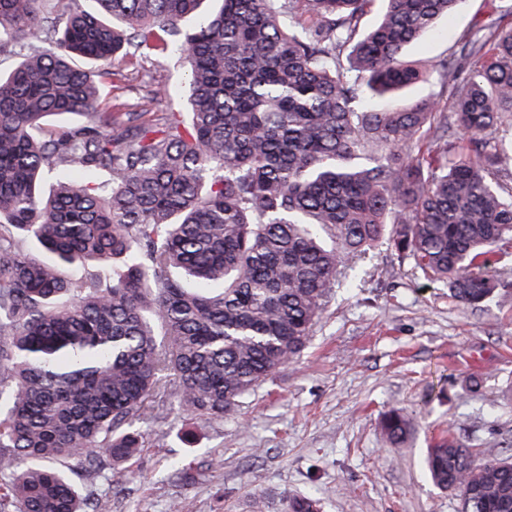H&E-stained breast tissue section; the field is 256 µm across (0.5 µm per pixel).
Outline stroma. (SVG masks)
<instances>
[{
	"label": "stroma",
	"mask_w": 512,
	"mask_h": 512,
	"mask_svg": "<svg viewBox=\"0 0 512 512\" xmlns=\"http://www.w3.org/2000/svg\"><path fill=\"white\" fill-rule=\"evenodd\" d=\"M512 26V0H464L411 60L437 61L462 35ZM103 93L107 112L180 109L187 67L150 53L123 61ZM176 90L173 99L159 95ZM403 409L414 430L388 446L383 415ZM145 444L132 467L93 481L104 512H284L285 498L314 494L323 512H460L423 465L436 436L454 431L475 458L512 460V296L470 309L442 282H427L376 248L337 288L297 362L271 375L221 421L175 410L138 422ZM198 473L185 484L167 465Z\"/></svg>",
	"instance_id": "1"
}]
</instances>
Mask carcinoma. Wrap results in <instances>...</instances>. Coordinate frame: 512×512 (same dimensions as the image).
I'll use <instances>...</instances> for the list:
<instances>
[{
	"instance_id": "1",
	"label": "carcinoma",
	"mask_w": 512,
	"mask_h": 512,
	"mask_svg": "<svg viewBox=\"0 0 512 512\" xmlns=\"http://www.w3.org/2000/svg\"><path fill=\"white\" fill-rule=\"evenodd\" d=\"M42 2L0 0V55L17 56L0 71V512H98L69 471L127 463L134 421L168 400L234 413L377 246L464 307L504 292L512 28L462 36V79L455 55L404 50L464 0H384L363 33L371 0ZM156 52L187 62L186 111H100L116 64ZM432 73L433 97L400 101ZM63 114L85 120L46 126ZM382 427L399 445L413 421ZM424 465L462 512H512V466L453 433Z\"/></svg>"
}]
</instances>
